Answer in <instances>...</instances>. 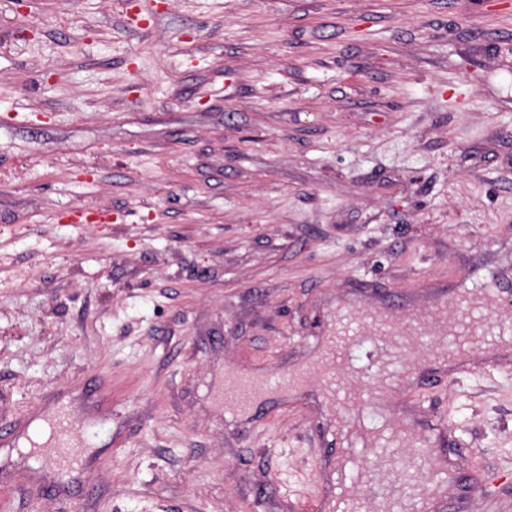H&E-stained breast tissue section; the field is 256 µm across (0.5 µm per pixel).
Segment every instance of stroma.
<instances>
[{"label": "stroma", "instance_id": "1", "mask_svg": "<svg viewBox=\"0 0 512 512\" xmlns=\"http://www.w3.org/2000/svg\"><path fill=\"white\" fill-rule=\"evenodd\" d=\"M509 266L512 0H0V433L87 448L0 443V512H288L316 319ZM423 399L512 512V367ZM236 387L233 392L227 394L225 403L232 408H241L245 406L253 395L264 390V383L256 379H239L236 381ZM52 422L48 440L35 444L37 452L45 467L62 473L72 471L81 464L83 444L65 418H56Z\"/></svg>", "mask_w": 512, "mask_h": 512}]
</instances>
